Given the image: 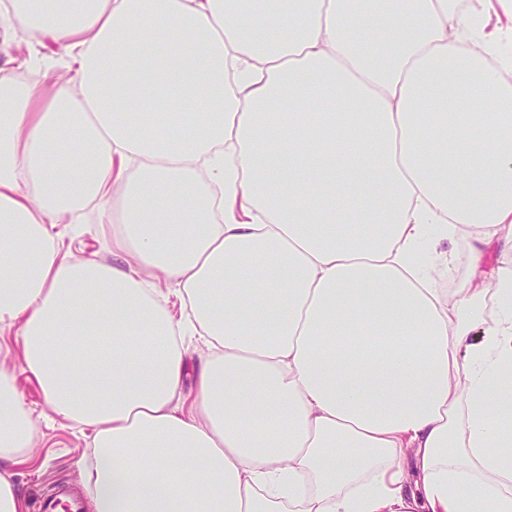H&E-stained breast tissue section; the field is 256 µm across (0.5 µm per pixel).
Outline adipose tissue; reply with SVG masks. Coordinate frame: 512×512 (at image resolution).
<instances>
[{"label": "adipose tissue", "mask_w": 512, "mask_h": 512, "mask_svg": "<svg viewBox=\"0 0 512 512\" xmlns=\"http://www.w3.org/2000/svg\"><path fill=\"white\" fill-rule=\"evenodd\" d=\"M11 5L69 77L0 68V325L93 512H512V269L481 326L431 276L512 228V0ZM93 203L115 262L51 232Z\"/></svg>", "instance_id": "adipose-tissue-1"}]
</instances>
